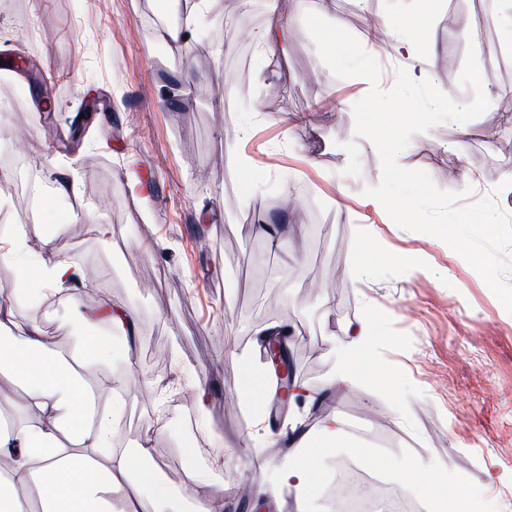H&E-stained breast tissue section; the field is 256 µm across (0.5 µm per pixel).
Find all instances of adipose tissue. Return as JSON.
Returning a JSON list of instances; mask_svg holds the SVG:
<instances>
[{"label": "adipose tissue", "instance_id": "obj_1", "mask_svg": "<svg viewBox=\"0 0 512 512\" xmlns=\"http://www.w3.org/2000/svg\"><path fill=\"white\" fill-rule=\"evenodd\" d=\"M370 30L390 55L416 63L420 76L428 77L421 58L424 29H393L382 21ZM12 271L10 295L0 299V377L24 388L34 418L0 429V457L12 461L0 473V512H224L223 500L194 470H186L182 488L164 485L152 464L156 450L150 443L131 452L112 448L111 418L117 407H95L89 387L92 368L112 353L107 336L82 337L78 351L67 356L40 323H16L15 300L33 297L45 303L85 279L58 237L40 235L36 257L15 260ZM373 336L370 323L352 329L350 343L338 353L331 387L354 385L358 358L369 350ZM345 436L344 422L332 415L320 421L314 447L297 450L276 466L257 461L258 472L272 467L276 477L270 483L258 480L256 504L288 491L309 499L324 483L323 457Z\"/></svg>", "mask_w": 512, "mask_h": 512}]
</instances>
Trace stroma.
<instances>
[{
  "instance_id": "obj_1",
  "label": "stroma",
  "mask_w": 512,
  "mask_h": 512,
  "mask_svg": "<svg viewBox=\"0 0 512 512\" xmlns=\"http://www.w3.org/2000/svg\"><path fill=\"white\" fill-rule=\"evenodd\" d=\"M175 2L0 0V150L24 147L40 195L30 202L0 178V214L34 215L23 237L0 223V286L10 285L14 257H35V224L58 226L68 256L101 275L72 285L79 304L93 292L138 313L133 353L113 335L111 359L94 369L121 383L114 437L127 449L150 442L169 486L195 468L224 512H243L238 489L253 484L256 455L279 463L288 451L253 436L254 406L239 395L242 370L263 365L254 328L283 319L297 332L296 379L320 398L289 406L281 423L307 427L334 415L360 424L352 445L325 459L329 474L354 464L426 512L402 475L416 459L469 484L473 512H512V314L446 243L365 205L362 190L378 183L381 162L355 136L353 106L370 84L337 78L319 59L303 25L317 0H278L293 28L282 52L238 38L245 20L266 29V0H216L189 19L191 39L170 42L160 23ZM420 10L419 0H334L324 16L362 42L371 21L422 22L430 79L454 93L467 36L476 35L497 74L484 88L489 108L414 135L399 163L440 189L458 191L466 175L486 193L512 178V32L501 22L512 0H440L431 14ZM231 65L245 87L213 97ZM490 121L493 141L481 133ZM234 147L252 162L241 179L227 165ZM135 175L147 180V200L130 190ZM287 189L297 205L283 213L273 201ZM67 204L78 222L62 224ZM264 223L287 228V249L256 234ZM98 224L111 225L110 240L97 236ZM356 224L367 225V237L356 239ZM398 254L410 263L395 262ZM315 280L333 282L332 302L312 292ZM17 312L62 350L82 333L59 303ZM363 319L375 337L362 368L394 377L329 389L345 330ZM219 336L229 345L217 346ZM157 347L170 350L166 363L154 360ZM375 456L389 472L371 469Z\"/></svg>"
}]
</instances>
